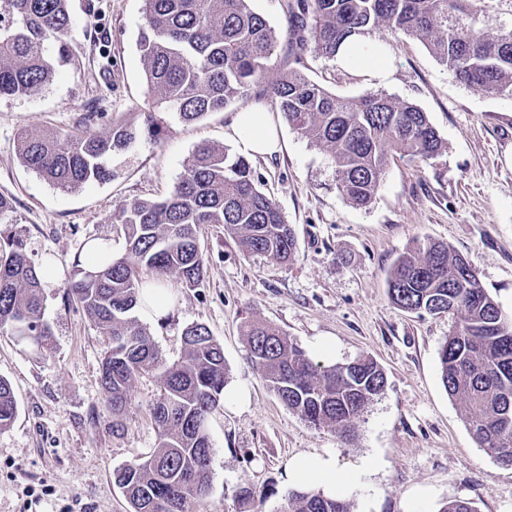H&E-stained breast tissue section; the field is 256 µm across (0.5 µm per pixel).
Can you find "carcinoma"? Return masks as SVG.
Returning a JSON list of instances; mask_svg holds the SVG:
<instances>
[{
	"label": "carcinoma",
	"instance_id": "carcinoma-1",
	"mask_svg": "<svg viewBox=\"0 0 512 512\" xmlns=\"http://www.w3.org/2000/svg\"><path fill=\"white\" fill-rule=\"evenodd\" d=\"M484 0H287L289 67L271 64L278 37L251 0H143L139 51L148 98L182 123L261 90L272 111L332 157L336 188L365 207L396 157L427 162L447 151L428 115L383 92L338 97L303 73L307 55L336 60L354 33L386 43L390 33L421 41L456 78L512 99V25L495 37L480 27ZM69 0H0V97L33 96L53 79L54 63L75 61ZM140 131L115 122L102 134L89 123L76 132L46 130L18 136L25 168L63 191L106 179L105 157L133 143ZM126 252L95 271L76 264L67 294L91 318L111 350L102 364L103 403L112 419L125 411L134 377L159 371L151 407L158 442L147 456L113 472L129 512H196L211 485L209 421L224 402V349L203 324L183 332L184 354L161 358L132 317L149 289H165L175 273L187 288L206 275L199 233L222 224L241 250L287 264L297 237L276 200L261 188L252 164L209 143L169 196L136 200L118 216ZM13 242L0 245V334L48 349L43 274ZM149 270L160 280L140 285ZM390 301L418 315L453 314L458 321L439 352L442 384L464 405L469 431L498 463L512 467V318H506L468 261L446 244L419 241L392 264ZM251 361L280 401L315 428L348 442L355 421L383 393L386 377L370 356L325 365L265 323L247 326ZM17 414L9 382L0 379V429ZM286 512H351V503L314 488L290 490Z\"/></svg>",
	"mask_w": 512,
	"mask_h": 512
}]
</instances>
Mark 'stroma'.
Masks as SVG:
<instances>
[{
    "label": "stroma",
    "mask_w": 512,
    "mask_h": 512,
    "mask_svg": "<svg viewBox=\"0 0 512 512\" xmlns=\"http://www.w3.org/2000/svg\"><path fill=\"white\" fill-rule=\"evenodd\" d=\"M142 8L143 0H70L74 62L57 65L37 96L0 98V195L13 203L0 215V241H22L34 262L52 258L66 275L92 238L111 240L113 257H121L117 216L134 200L169 195L198 143L237 151L225 131L247 101L193 124L149 112L137 46ZM385 53L391 75L383 83L314 55L305 74L340 97L383 92L416 104L447 152L426 163L391 161L374 201L356 207L336 188L331 156L277 120L281 153L251 164L296 231L295 259L282 265L245 254L223 225L208 224L200 232L204 282L187 288L169 275L167 314L133 312L170 363L183 353L185 328L206 325L224 348L229 383L250 395L248 407H220L210 421L211 486L199 512H239L244 486L263 495L258 512H282L289 461L325 451L337 468L359 475L343 494L352 512H439L452 500L470 501L476 512H512V468L477 445L459 400L441 382L439 351L455 316L411 314L387 296L393 262L429 239L463 256L512 317V99L461 84L405 35H390ZM149 117L163 127L161 138L142 134L113 151L109 177L76 191L53 187L18 157L23 129L72 131L87 120L101 131L115 121L141 128ZM43 294L50 350L0 335V378L18 406L0 429V512H128L112 474L157 444L150 408L159 375L132 381L127 410L113 426L102 409L108 340L68 301L65 284L46 285ZM252 320L277 327L311 355L327 339L335 353L325 364L369 355L382 366L385 390L358 420L350 445L308 425L270 390L248 358L243 326ZM368 461L377 469L364 470Z\"/></svg>",
    "instance_id": "obj_1"
}]
</instances>
